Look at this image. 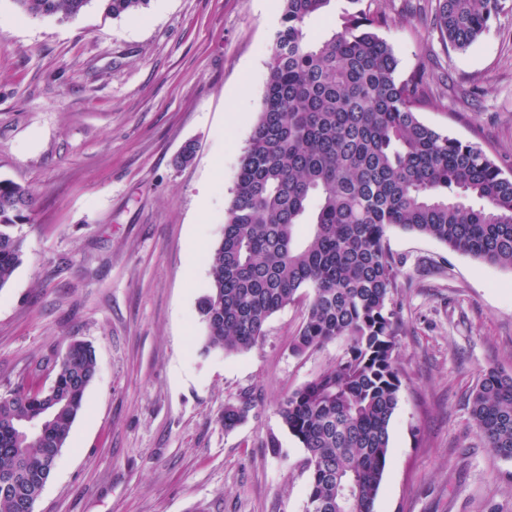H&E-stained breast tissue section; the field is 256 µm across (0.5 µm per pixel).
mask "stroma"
Segmentation results:
<instances>
[{
  "instance_id": "35a3bbf8",
  "label": "stroma",
  "mask_w": 512,
  "mask_h": 512,
  "mask_svg": "<svg viewBox=\"0 0 512 512\" xmlns=\"http://www.w3.org/2000/svg\"><path fill=\"white\" fill-rule=\"evenodd\" d=\"M435 0H373L398 73L426 67L427 125L512 177V0L467 50ZM282 0H150L35 18L0 0V180L30 188L24 258L0 288V395L72 340L98 372L35 512H305V451L278 403L343 355L302 356L307 304L252 349L204 352L198 301L259 118ZM195 142L194 160L176 157ZM403 373L375 512H512V459L479 436V373L512 374V269L395 229ZM258 407L234 430L225 403Z\"/></svg>"
}]
</instances>
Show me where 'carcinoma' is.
Instances as JSON below:
<instances>
[{
	"instance_id": "obj_1",
	"label": "carcinoma",
	"mask_w": 512,
	"mask_h": 512,
	"mask_svg": "<svg viewBox=\"0 0 512 512\" xmlns=\"http://www.w3.org/2000/svg\"><path fill=\"white\" fill-rule=\"evenodd\" d=\"M35 17H75L96 2L112 16L149 0H14ZM258 121L244 148L224 231L209 256L198 302L205 349L256 346L268 319L310 298L291 351L341 340L345 353L288 393L278 412L306 452V512H374L387 466L389 428L402 372L393 296L392 228L512 269V178L479 146L423 123L425 70L402 78L379 34L385 15L346 0L337 30L308 36L306 22L332 0H283ZM434 25L457 51L469 48L501 0H436ZM30 190L0 180V289L23 261L15 228ZM308 226L301 241L298 228ZM51 385L38 384L43 372ZM98 371L94 348L75 341L63 366L48 360L0 395V512H31L83 409ZM476 429L512 459V376L480 372L470 396ZM257 404L248 391L224 405V429Z\"/></svg>"
}]
</instances>
